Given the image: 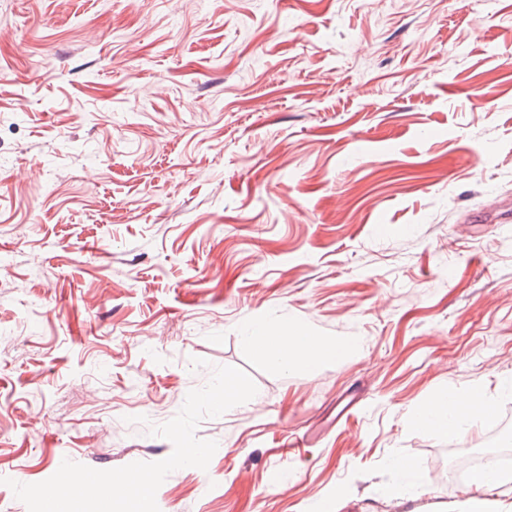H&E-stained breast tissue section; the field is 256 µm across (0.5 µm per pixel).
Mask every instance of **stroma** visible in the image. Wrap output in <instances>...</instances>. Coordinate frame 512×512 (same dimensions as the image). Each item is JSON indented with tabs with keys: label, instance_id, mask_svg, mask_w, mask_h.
Listing matches in <instances>:
<instances>
[{
	"label": "stroma",
	"instance_id": "1",
	"mask_svg": "<svg viewBox=\"0 0 512 512\" xmlns=\"http://www.w3.org/2000/svg\"><path fill=\"white\" fill-rule=\"evenodd\" d=\"M510 209L512 0H0V512L169 457L217 366L257 393L160 512H499L435 477L484 424L412 420L512 412ZM276 319L356 347L272 369ZM490 410L483 398L472 397L470 400L461 402L458 395L454 393H443L431 407L417 411L413 424L425 431L458 427L469 424L476 420L488 418Z\"/></svg>",
	"mask_w": 512,
	"mask_h": 512
}]
</instances>
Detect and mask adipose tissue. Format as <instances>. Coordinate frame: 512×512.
Instances as JSON below:
<instances>
[{
    "label": "adipose tissue",
    "mask_w": 512,
    "mask_h": 512,
    "mask_svg": "<svg viewBox=\"0 0 512 512\" xmlns=\"http://www.w3.org/2000/svg\"><path fill=\"white\" fill-rule=\"evenodd\" d=\"M256 344L273 367L283 370L296 366L307 368L345 350L344 345L312 335L307 330L290 327L284 322L266 329L263 336L257 337ZM489 414L483 400L474 397L463 401L456 394H443L431 407L418 410L413 423L422 430L433 432L481 421Z\"/></svg>",
    "instance_id": "obj_1"
}]
</instances>
